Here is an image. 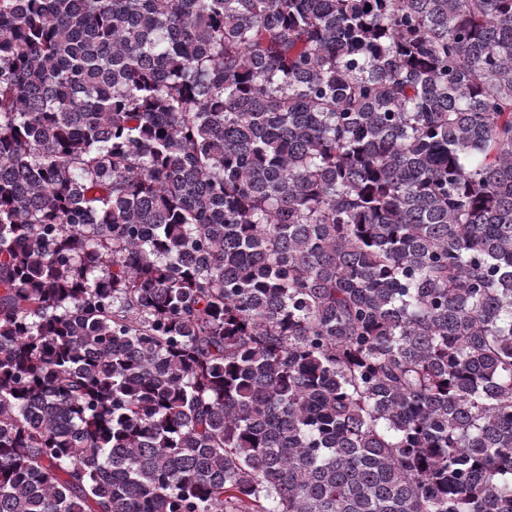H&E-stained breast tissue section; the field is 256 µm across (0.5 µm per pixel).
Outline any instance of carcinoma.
<instances>
[{"mask_svg":"<svg viewBox=\"0 0 512 512\" xmlns=\"http://www.w3.org/2000/svg\"><path fill=\"white\" fill-rule=\"evenodd\" d=\"M0 512H512V0H0Z\"/></svg>","mask_w":512,"mask_h":512,"instance_id":"cac0c4a2","label":"carcinoma"}]
</instances>
